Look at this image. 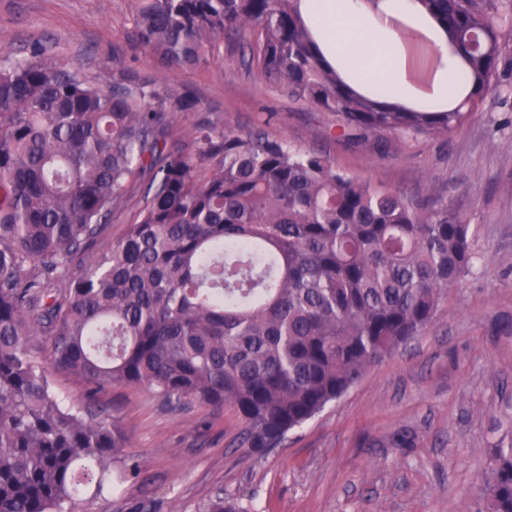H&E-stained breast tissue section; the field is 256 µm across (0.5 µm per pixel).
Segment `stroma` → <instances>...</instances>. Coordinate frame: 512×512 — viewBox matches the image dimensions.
<instances>
[{
	"mask_svg": "<svg viewBox=\"0 0 512 512\" xmlns=\"http://www.w3.org/2000/svg\"><path fill=\"white\" fill-rule=\"evenodd\" d=\"M132 30L130 0H0L1 49L21 58L42 42L102 83L115 59L154 73ZM240 54L227 43L208 65L157 75L162 94L196 100L171 115L178 138L190 141L203 121L260 130L406 198L445 200L471 226L472 265L418 336L272 452L240 447L232 406L188 399L171 409L142 386L100 389L94 399L143 477L80 493L77 512H197L219 492L247 512H478L490 451L512 437V51L498 91L448 139L390 133L382 151L337 138L333 113L290 99ZM46 345L33 338L31 358L64 404H84L82 382L47 368ZM400 435L411 447H396Z\"/></svg>",
	"mask_w": 512,
	"mask_h": 512,
	"instance_id": "35a3bbf8",
	"label": "stroma"
}]
</instances>
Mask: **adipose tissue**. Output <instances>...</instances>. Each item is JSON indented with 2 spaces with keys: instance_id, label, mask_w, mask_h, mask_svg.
<instances>
[{
  "instance_id": "adipose-tissue-1",
  "label": "adipose tissue",
  "mask_w": 512,
  "mask_h": 512,
  "mask_svg": "<svg viewBox=\"0 0 512 512\" xmlns=\"http://www.w3.org/2000/svg\"><path fill=\"white\" fill-rule=\"evenodd\" d=\"M322 58L356 92L408 110L463 106L464 60L420 0H299Z\"/></svg>"
}]
</instances>
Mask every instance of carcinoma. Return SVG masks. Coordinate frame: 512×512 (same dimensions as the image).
Returning <instances> with one entry per match:
<instances>
[{"instance_id":"carcinoma-1","label":"carcinoma","mask_w":512,"mask_h":512,"mask_svg":"<svg viewBox=\"0 0 512 512\" xmlns=\"http://www.w3.org/2000/svg\"><path fill=\"white\" fill-rule=\"evenodd\" d=\"M137 43L160 71L192 69L224 34L289 98L336 113L340 137L444 139L501 82L512 0H420L457 46L468 110L411 112L346 86L319 56L298 0H132ZM118 62L93 82L36 42L0 53V512H73L141 478L124 439L91 403L62 404L51 368L163 402L236 408L240 445L270 451L419 333L471 265L470 225L446 202H413L260 131L203 122L172 141L169 115L194 109ZM123 239L78 264L134 188ZM485 512H512V442L492 449ZM200 512H242L218 494Z\"/></svg>"}]
</instances>
